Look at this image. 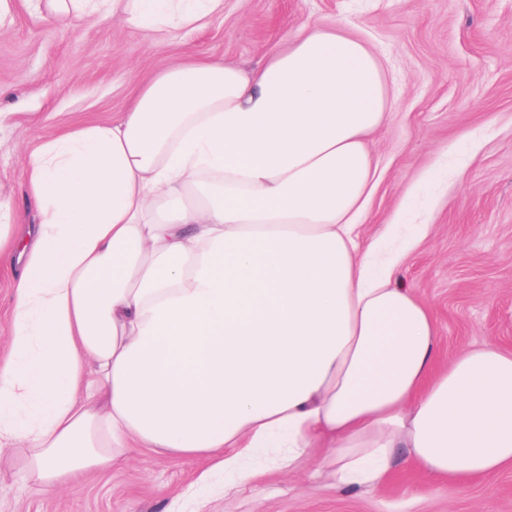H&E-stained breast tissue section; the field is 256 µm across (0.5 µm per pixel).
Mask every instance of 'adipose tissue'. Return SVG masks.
<instances>
[{
  "instance_id": "obj_1",
  "label": "adipose tissue",
  "mask_w": 512,
  "mask_h": 512,
  "mask_svg": "<svg viewBox=\"0 0 512 512\" xmlns=\"http://www.w3.org/2000/svg\"><path fill=\"white\" fill-rule=\"evenodd\" d=\"M42 19L201 28L224 0H26ZM378 56L310 21L253 68L193 55L127 112L26 150L38 221L0 199L16 265L0 455L52 494L143 448L226 475L381 487L395 449L430 479L512 471V350L440 362L430 307L394 280L417 240L362 242Z\"/></svg>"
}]
</instances>
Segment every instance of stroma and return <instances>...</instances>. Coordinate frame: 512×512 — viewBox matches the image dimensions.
I'll return each mask as SVG.
<instances>
[{
  "mask_svg": "<svg viewBox=\"0 0 512 512\" xmlns=\"http://www.w3.org/2000/svg\"><path fill=\"white\" fill-rule=\"evenodd\" d=\"M0 26V192L25 224L20 152L79 124L127 111L138 80L185 54L251 68L303 23L353 26L392 78V105L368 140L376 187L362 238L379 236L401 197L417 194L407 224L428 236L397 276L435 317L442 358L491 341L512 349V0H224L204 30L159 49L113 20L44 22L9 0ZM202 462L141 452L109 473L42 494L0 466V512H512V471L422 496L426 477L398 454L379 489L317 490L273 473L232 504L198 485Z\"/></svg>",
  "mask_w": 512,
  "mask_h": 512,
  "instance_id": "stroma-1",
  "label": "stroma"
}]
</instances>
